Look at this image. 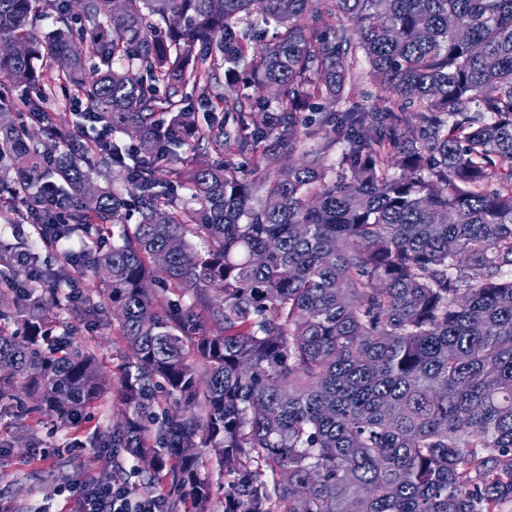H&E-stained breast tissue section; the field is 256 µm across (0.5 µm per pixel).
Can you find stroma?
<instances>
[{
    "label": "stroma",
    "instance_id": "obj_1",
    "mask_svg": "<svg viewBox=\"0 0 512 512\" xmlns=\"http://www.w3.org/2000/svg\"><path fill=\"white\" fill-rule=\"evenodd\" d=\"M60 315L71 326L70 341L103 356L106 374L118 380L128 353L117 322L89 321L65 308ZM121 418L114 389L73 428L61 427L46 414L1 411L0 497L10 500L15 512H71V487L105 478L97 443L111 435Z\"/></svg>",
    "mask_w": 512,
    "mask_h": 512
}]
</instances>
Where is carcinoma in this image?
<instances>
[{"instance_id": "cac0c4a2", "label": "carcinoma", "mask_w": 512, "mask_h": 512, "mask_svg": "<svg viewBox=\"0 0 512 512\" xmlns=\"http://www.w3.org/2000/svg\"><path fill=\"white\" fill-rule=\"evenodd\" d=\"M368 82L388 96L342 106ZM32 85L112 139L74 157L61 113L0 99V211H42L49 182L68 218L44 232L84 245L0 250V408L66 427L107 393L47 307L80 266L68 304L112 307L129 353L112 447L143 489L165 471L193 512H512V0H0V86ZM189 86L222 115L199 123Z\"/></svg>"}]
</instances>
